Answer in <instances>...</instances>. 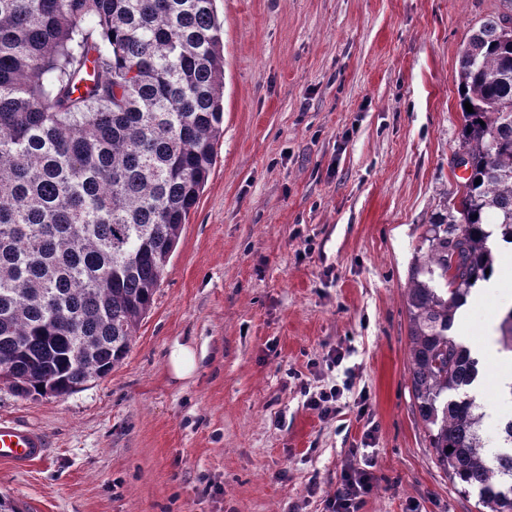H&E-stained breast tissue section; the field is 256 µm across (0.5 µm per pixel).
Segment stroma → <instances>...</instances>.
Here are the masks:
<instances>
[{
  "label": "stroma",
  "instance_id": "obj_1",
  "mask_svg": "<svg viewBox=\"0 0 512 512\" xmlns=\"http://www.w3.org/2000/svg\"><path fill=\"white\" fill-rule=\"evenodd\" d=\"M216 7L224 136L152 309L125 360L74 393L24 398L0 382V418L50 444L44 461L0 470V492L20 512H323L362 454L378 484L361 512H479L413 405L406 288L460 182L459 55L501 0ZM469 306L453 333L473 346L502 309ZM176 342L198 353L183 380L166 362ZM346 377L335 416L305 405L300 380Z\"/></svg>",
  "mask_w": 512,
  "mask_h": 512
}]
</instances>
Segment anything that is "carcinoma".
Segmentation results:
<instances>
[{
	"label": "carcinoma",
	"instance_id": "cac0c4a2",
	"mask_svg": "<svg viewBox=\"0 0 512 512\" xmlns=\"http://www.w3.org/2000/svg\"><path fill=\"white\" fill-rule=\"evenodd\" d=\"M214 2L0 0V381L22 397L106 377L152 308L224 134ZM503 2L460 54L469 175L428 224L407 288L414 405L437 464L490 512H512V419L490 451L470 395L480 360L450 330L494 268L492 235L512 244ZM497 331L512 353V308Z\"/></svg>",
	"mask_w": 512,
	"mask_h": 512
}]
</instances>
